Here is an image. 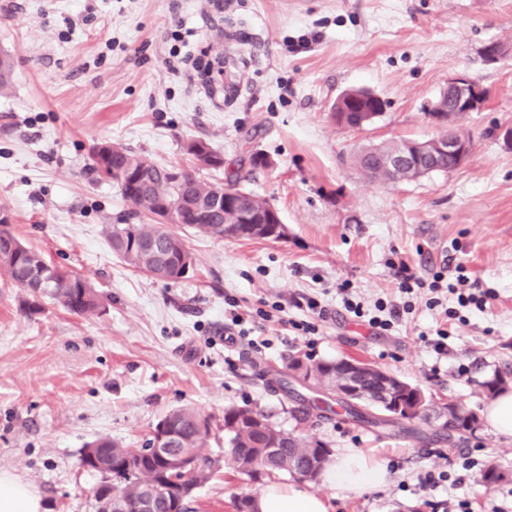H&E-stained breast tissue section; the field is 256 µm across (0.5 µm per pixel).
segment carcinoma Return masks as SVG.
<instances>
[{"instance_id":"1","label":"carcinoma","mask_w":512,"mask_h":512,"mask_svg":"<svg viewBox=\"0 0 512 512\" xmlns=\"http://www.w3.org/2000/svg\"><path fill=\"white\" fill-rule=\"evenodd\" d=\"M348 98L362 101L368 112L381 107V101L372 98L366 90L354 89L346 93ZM186 153L195 164L203 168H215L210 161L220 153L202 140L186 145ZM359 168L372 179H390L377 164L357 156ZM90 170L98 177L114 183L122 197L128 201L138 217L149 219L147 223L114 224L109 237L112 250L130 266L163 281L182 279L171 270L172 257L189 252L183 238L171 230L181 224L214 237L224 238L229 226L240 223L245 211L260 212L270 203L244 188L239 187V177L232 174L225 182H202L191 171H186L182 182L176 183L170 176L173 167L159 166L148 157L134 151L115 147L108 142L95 144L90 152ZM132 172L137 178L134 193H128L120 174ZM163 202L176 205L172 221H157V209ZM0 254L9 258L0 263V271L6 281L24 292L20 303L26 313L41 312L40 300L48 297L63 310L79 316L101 313L100 296L96 289L72 271L48 264L34 250L23 245L0 223ZM344 359L313 360L308 356H293L288 361L287 372L274 380L273 388L286 400L296 402L294 415L307 419L309 408L305 398L290 387L288 372L302 368L305 377L320 386L328 387L342 371ZM512 383L499 373H494L480 387L487 397L511 386ZM349 419L362 427L374 430L386 429L395 435L414 436L417 429L396 421L378 418L350 405L336 402ZM177 428L178 439L172 454L184 458L188 467L182 471L166 470L157 459L138 454V450L125 448L109 436H99L88 443L81 455V463L92 455L96 462L91 470L100 475L93 489V501L114 497L120 501L124 512H171L174 504H180L179 512H187V504L199 486L206 483L213 472L220 468L246 475L252 480L272 473H287L304 479L312 475L317 479L330 460L326 444L301 434L284 431L272 424L266 415L247 407H230L224 410V456L211 457L204 453L210 422L191 407L170 411L162 419ZM480 423V417L470 411L443 424L448 435L460 437L473 431L472 425Z\"/></svg>"}]
</instances>
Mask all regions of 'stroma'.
<instances>
[{"instance_id":"stroma-1","label":"stroma","mask_w":512,"mask_h":512,"mask_svg":"<svg viewBox=\"0 0 512 512\" xmlns=\"http://www.w3.org/2000/svg\"><path fill=\"white\" fill-rule=\"evenodd\" d=\"M493 40L512 44V0H226L220 13L208 0H0V56L13 61L12 87L0 95V208L24 245L102 297L93 317L46 299L30 318L20 289L0 286V469L34 486L47 512H94L99 476L80 463L86 443L108 435L145 447L181 407L211 417L204 451L213 456L224 451L231 406L293 430L290 403L267 380L299 352L353 357L484 412L480 382L512 373V146L499 135L512 127V54L485 64ZM461 74L487 92L480 111L458 120L470 162L411 182L366 178L357 153L434 136L424 108ZM357 88L383 102L363 130L330 118ZM191 140L224 156L223 171H201L208 182L266 154L270 167L242 186L268 199L286 234L217 240L180 228L194 270L159 281L113 253L108 230L132 207L90 172L89 154L107 141L160 165L183 163ZM402 263L427 281L464 265L490 294L485 310L462 323L421 295L384 332L345 311L338 284L370 308L395 298ZM229 295L271 319L228 341ZM308 295L326 314L305 336L292 324L307 318ZM443 328L448 351L439 355L427 340ZM311 415L305 435L334 453L359 451L389 476L368 491L306 482L331 512H433L432 502L455 498L472 512H512V435L485 423L451 440L432 419L413 438ZM467 457L475 466L460 486L419 491V475ZM491 464L505 478L489 486ZM261 488L216 472L190 512H236Z\"/></svg>"}]
</instances>
